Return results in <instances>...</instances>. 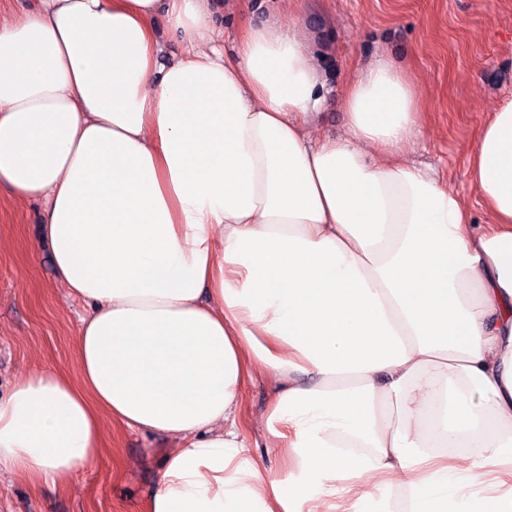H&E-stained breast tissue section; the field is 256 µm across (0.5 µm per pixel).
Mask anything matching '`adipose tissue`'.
Segmentation results:
<instances>
[{"mask_svg":"<svg viewBox=\"0 0 512 512\" xmlns=\"http://www.w3.org/2000/svg\"><path fill=\"white\" fill-rule=\"evenodd\" d=\"M224 0H31L0 16V189L40 203L57 281L91 313L78 377L0 397V469L64 484L110 421L180 439L147 512H512V102L471 159L487 221L403 150L404 69L351 70L321 137L297 20ZM183 46L162 64L155 22ZM381 155H371V148ZM277 382V471L238 423ZM378 476L375 492L360 479Z\"/></svg>","mask_w":512,"mask_h":512,"instance_id":"obj_1","label":"adipose tissue"}]
</instances>
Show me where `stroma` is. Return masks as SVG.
Listing matches in <instances>:
<instances>
[{
	"instance_id": "obj_1",
	"label": "stroma",
	"mask_w": 512,
	"mask_h": 512,
	"mask_svg": "<svg viewBox=\"0 0 512 512\" xmlns=\"http://www.w3.org/2000/svg\"><path fill=\"white\" fill-rule=\"evenodd\" d=\"M308 50L326 77L318 133L344 129L337 100L352 64L388 58L404 65L422 106V134L407 156L434 168L460 194L475 223L486 215L469 166L487 112L512 100V0H301ZM43 211L0 193V395L46 368L77 375L75 343L87 306L55 280L47 248L37 247ZM275 380L259 376L242 391L240 422L251 452L280 469L261 418ZM167 440L107 422L102 451L62 485L32 488L0 470V512H146Z\"/></svg>"
}]
</instances>
